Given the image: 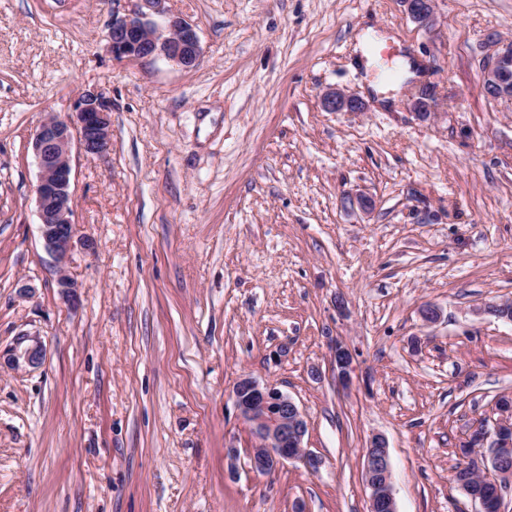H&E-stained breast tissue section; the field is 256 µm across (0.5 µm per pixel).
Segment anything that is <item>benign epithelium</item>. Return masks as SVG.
<instances>
[{"label":"benign epithelium","mask_w":512,"mask_h":512,"mask_svg":"<svg viewBox=\"0 0 512 512\" xmlns=\"http://www.w3.org/2000/svg\"><path fill=\"white\" fill-rule=\"evenodd\" d=\"M167 0H138L135 11L125 16L112 17L109 49L117 59L139 60L163 57L183 69L194 68L201 57L199 38L187 21L168 13ZM407 16L422 27L432 23L435 0H403ZM512 69V42L497 45L493 60L485 70L483 92L493 99L512 101V86L507 83ZM322 105L327 112L359 113L364 110L362 100L343 90L324 94ZM414 112L426 118L432 114L434 101L431 93L422 91L412 101ZM112 112L110 102L100 93L87 91L74 102L72 115L67 119L50 116L38 127L32 148L38 168L35 188L37 214L41 237L46 250L60 264L69 258L75 247L74 210L71 187L70 146L77 141L90 156L105 152L110 143ZM58 288L67 302L78 301L77 285L67 276L58 279ZM44 349L37 336L22 335L10 361L29 366L41 363ZM353 356L350 349L337 343L332 368L342 384L350 381ZM233 402L238 416L254 435L258 452L252 453L251 467L260 474L276 471L284 462H302L316 471L321 459L303 446L307 423L302 411L288 394L262 385L244 375L234 386ZM498 418L493 425H478L467 436L464 445L467 466L493 475L496 493L484 499L472 493L467 481L459 487L478 502L481 512H502L501 485L512 481V411L496 409ZM365 483L370 490V502L381 512H397L393 494L392 466L388 442L382 435L370 439L363 463Z\"/></svg>","instance_id":"obj_1"}]
</instances>
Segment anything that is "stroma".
<instances>
[{
	"mask_svg": "<svg viewBox=\"0 0 512 512\" xmlns=\"http://www.w3.org/2000/svg\"><path fill=\"white\" fill-rule=\"evenodd\" d=\"M135 6L0 0V512H370L376 434L397 512H478L451 476L512 395V323L483 311L512 301V104L482 91L512 0H435L427 28L402 0H167L198 34L192 70L112 57ZM377 46L411 78L380 79ZM336 89L364 112L325 111ZM87 90L111 139L71 151L80 243L61 265L31 140ZM24 333L38 367L8 361ZM244 375L296 402L319 473L251 472ZM352 360L353 356L350 349L343 343H336L332 368L336 370V374L343 385H347L350 381Z\"/></svg>",
	"mask_w": 512,
	"mask_h": 512,
	"instance_id": "35a3bbf8",
	"label": "stroma"
}]
</instances>
